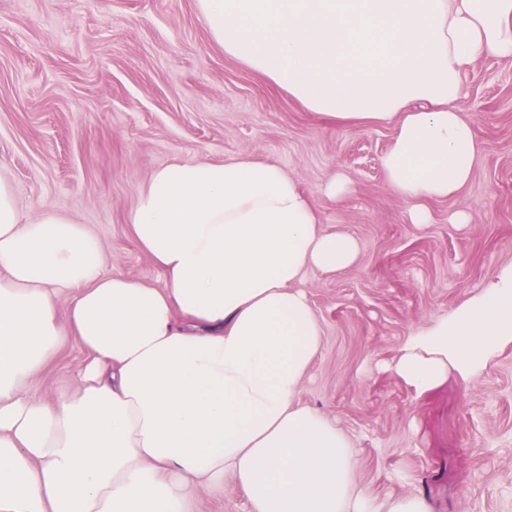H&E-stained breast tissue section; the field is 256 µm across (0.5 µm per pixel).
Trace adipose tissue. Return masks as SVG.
<instances>
[{
    "label": "adipose tissue",
    "instance_id": "1",
    "mask_svg": "<svg viewBox=\"0 0 512 512\" xmlns=\"http://www.w3.org/2000/svg\"><path fill=\"white\" fill-rule=\"evenodd\" d=\"M225 55L346 129L390 124V187L429 223L483 152L456 107L481 58H512V0H197ZM159 269L107 271L85 225L25 216L0 183V512H196L200 489L240 488L249 512H432L355 486L351 443L297 395L322 344L300 284L353 265L298 180L237 157L156 170L128 216ZM69 299L60 312V299ZM87 358L70 390L33 380L65 337ZM512 344V268L403 346L417 393Z\"/></svg>",
    "mask_w": 512,
    "mask_h": 512
}]
</instances>
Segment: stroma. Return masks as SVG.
<instances>
[{"label":"stroma","instance_id":"1","mask_svg":"<svg viewBox=\"0 0 512 512\" xmlns=\"http://www.w3.org/2000/svg\"><path fill=\"white\" fill-rule=\"evenodd\" d=\"M458 101L484 145L469 185L408 220L381 159L390 125L348 130L305 110L214 42L197 0H0V181L23 214L48 207L101 239L109 270L157 283L128 215L173 161H273L298 177L356 264L314 275L322 346L298 400L350 438L359 487L433 512H512V344L419 394L389 369L412 336L512 265V59L481 58ZM345 175L350 192L322 188ZM471 214L452 224L451 212ZM84 356L65 340L34 380L49 399Z\"/></svg>","mask_w":512,"mask_h":512}]
</instances>
